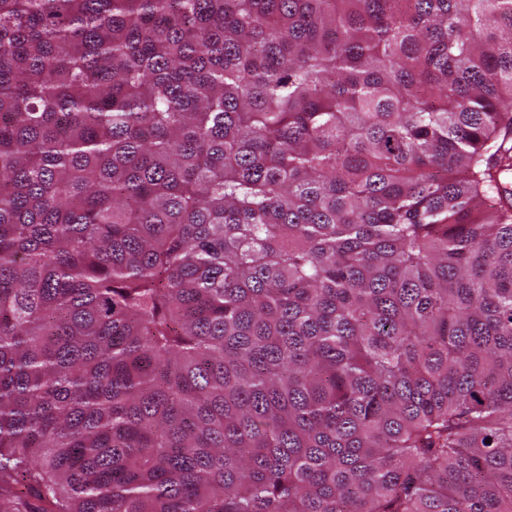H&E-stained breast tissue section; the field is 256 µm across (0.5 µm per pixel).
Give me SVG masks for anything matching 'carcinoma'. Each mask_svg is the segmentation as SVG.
Masks as SVG:
<instances>
[{
	"mask_svg": "<svg viewBox=\"0 0 512 512\" xmlns=\"http://www.w3.org/2000/svg\"><path fill=\"white\" fill-rule=\"evenodd\" d=\"M512 0H0V512H512Z\"/></svg>",
	"mask_w": 512,
	"mask_h": 512,
	"instance_id": "obj_1",
	"label": "carcinoma"
}]
</instances>
